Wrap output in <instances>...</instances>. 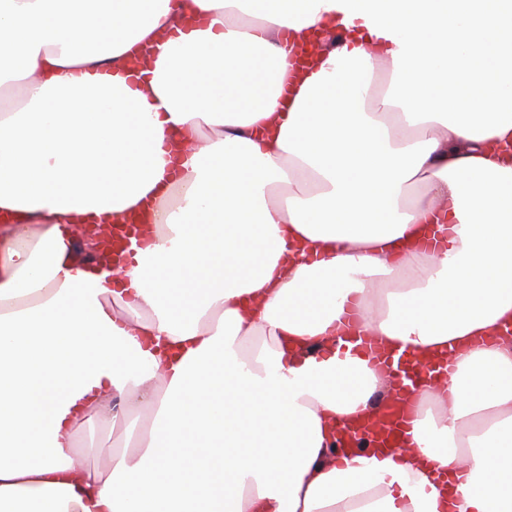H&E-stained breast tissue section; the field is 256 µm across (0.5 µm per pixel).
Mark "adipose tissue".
I'll list each match as a JSON object with an SVG mask.
<instances>
[{"instance_id": "ef3b65f1", "label": "adipose tissue", "mask_w": 512, "mask_h": 512, "mask_svg": "<svg viewBox=\"0 0 512 512\" xmlns=\"http://www.w3.org/2000/svg\"><path fill=\"white\" fill-rule=\"evenodd\" d=\"M0 213V512H512V0H0ZM351 330L457 346L402 449ZM408 393L396 395L361 425L374 439V448H400L407 423ZM118 433H112V427L85 425L77 430L76 441L92 466L103 465L112 457L117 447Z\"/></svg>"}]
</instances>
